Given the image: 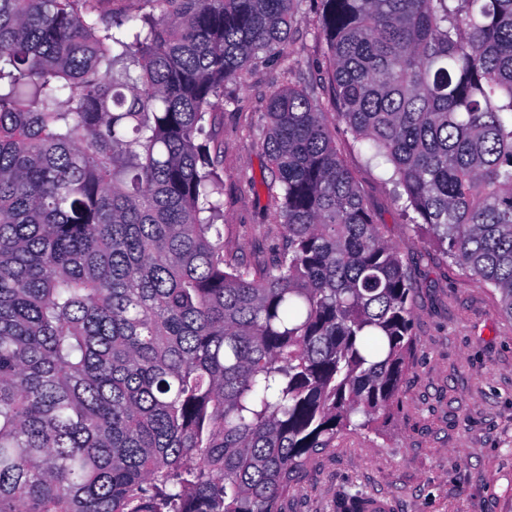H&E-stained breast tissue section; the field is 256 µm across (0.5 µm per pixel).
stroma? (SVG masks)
Here are the masks:
<instances>
[{"mask_svg": "<svg viewBox=\"0 0 512 512\" xmlns=\"http://www.w3.org/2000/svg\"><path fill=\"white\" fill-rule=\"evenodd\" d=\"M319 12L320 0H301L286 62L253 60L216 106L224 250L247 262L284 243L265 188L269 163L252 132L265 124L271 93L328 83ZM336 145L373 222L404 249L416 346L384 427L341 430L295 475L282 512H335L342 494L383 500L390 512H512V318L498 292L448 259L426 230L401 220L390 164L367 161L341 124Z\"/></svg>", "mask_w": 512, "mask_h": 512, "instance_id": "1", "label": "stroma"}]
</instances>
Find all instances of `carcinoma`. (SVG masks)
Here are the masks:
<instances>
[{
  "label": "carcinoma",
  "instance_id": "1",
  "mask_svg": "<svg viewBox=\"0 0 512 512\" xmlns=\"http://www.w3.org/2000/svg\"><path fill=\"white\" fill-rule=\"evenodd\" d=\"M0 0V512H281L415 347L410 271L336 148L512 318V0H321L335 111L272 93L285 231L224 252V84L280 58L299 0ZM361 496L336 512H364ZM98 9L104 14L135 16L148 11L144 0H100Z\"/></svg>",
  "mask_w": 512,
  "mask_h": 512
}]
</instances>
